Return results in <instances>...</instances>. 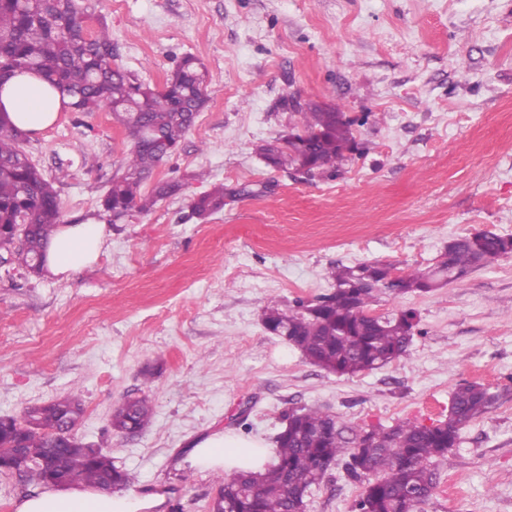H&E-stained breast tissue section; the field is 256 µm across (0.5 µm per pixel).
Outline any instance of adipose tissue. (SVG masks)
<instances>
[{
	"label": "adipose tissue",
	"mask_w": 512,
	"mask_h": 512,
	"mask_svg": "<svg viewBox=\"0 0 512 512\" xmlns=\"http://www.w3.org/2000/svg\"><path fill=\"white\" fill-rule=\"evenodd\" d=\"M10 119L21 129L38 133L58 117L60 102L47 92L46 82L24 74L13 78L0 93ZM110 232L106 225L78 221L59 225L46 248L44 273L49 277L71 278L97 261ZM256 440L219 432L194 445L192 461L203 471L257 470L264 461L255 453ZM164 497L124 495L109 490L47 489L23 498L16 512H151Z\"/></svg>",
	"instance_id": "ef3b65f1"
}]
</instances>
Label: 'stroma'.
Segmentation results:
<instances>
[{
    "label": "stroma",
    "instance_id": "stroma-1",
    "mask_svg": "<svg viewBox=\"0 0 512 512\" xmlns=\"http://www.w3.org/2000/svg\"><path fill=\"white\" fill-rule=\"evenodd\" d=\"M116 63L153 86L196 56L208 103L154 180L181 194L112 225L98 261L72 279L0 270V417L78 392L77 435L129 471L157 512H210L222 483L190 442L224 431L273 443L288 411L360 426L446 420L464 382L493 395L439 463L418 512H512V255L422 295L406 355L354 377L309 364L262 323L268 299L331 290L337 264L433 266L449 241L512 235V0H97ZM338 107L366 152L332 179L267 167L259 142L300 120L287 96ZM55 179L63 221L98 220L130 145L110 112L61 111L21 144ZM253 188L200 221L212 184ZM154 415L112 432L129 397ZM361 492L329 470L305 512H351Z\"/></svg>",
    "mask_w": 512,
    "mask_h": 512
}]
</instances>
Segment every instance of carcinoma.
<instances>
[{
	"label": "carcinoma",
	"instance_id": "obj_1",
	"mask_svg": "<svg viewBox=\"0 0 512 512\" xmlns=\"http://www.w3.org/2000/svg\"><path fill=\"white\" fill-rule=\"evenodd\" d=\"M90 0H0V92L13 77L30 70L42 77L72 112L107 109L131 141L125 165L112 176L101 209L112 221L133 212L148 213L179 193L177 181L144 184L179 149L207 103L206 70L194 56L175 61L162 87L151 86L114 63L115 47L107 21L97 18L90 34ZM299 125L286 135L262 141L257 154L272 168L288 164L311 178H334L347 155L360 150L354 120L334 106L290 100ZM27 133L0 116V251L8 268L36 271L46 242L62 223L54 182L44 177L20 148ZM199 219L224 209V184L193 199ZM29 226L26 241L11 246L14 225ZM512 254V237L482 231L448 242L430 270L398 274L380 262L338 264L331 268L332 291L288 308L274 299L263 307L268 332L296 347L310 364L340 376H356L402 357L419 333L413 309L376 314L380 291L395 296L426 294L461 280L500 257ZM492 396L480 383L466 382L451 394L448 420L430 425L400 421L373 427L371 442H360L364 428L317 408H303L297 427L276 436L273 459L263 471L224 474L213 512H304L305 498L323 483L326 464H343L362 485L353 512H416L438 484V461L457 447L461 429L480 417ZM37 424L0 421V463L11 459L16 472L36 484L86 485L127 489L130 474L105 456L94 459L88 445L61 436L62 425L83 419L80 396L71 393L33 408ZM152 402L128 398L111 415L116 433L141 431L151 422ZM38 448L34 457H15V447Z\"/></svg>",
	"mask_w": 512,
	"mask_h": 512
}]
</instances>
